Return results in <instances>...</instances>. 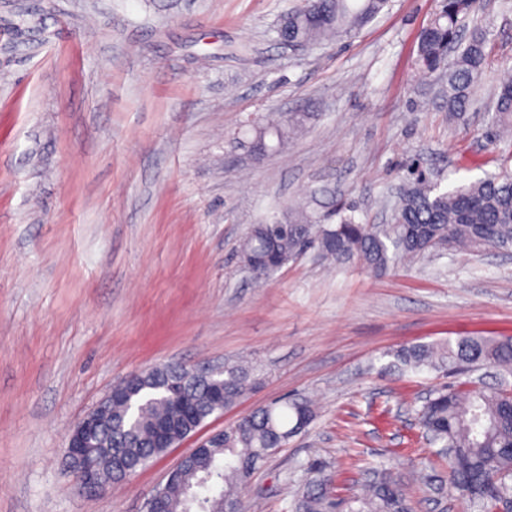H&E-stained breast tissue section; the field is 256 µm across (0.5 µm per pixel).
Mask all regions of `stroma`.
<instances>
[{
	"mask_svg": "<svg viewBox=\"0 0 512 512\" xmlns=\"http://www.w3.org/2000/svg\"><path fill=\"white\" fill-rule=\"evenodd\" d=\"M299 2L0 0V512H145L197 437L284 397L316 417L243 487L249 512H293L315 461L340 495L383 468L416 512H457L415 414L442 377L389 363L512 336V251L373 274L310 250L259 288L238 248L297 202L388 223L415 163L445 190L512 170V130L485 135L512 0L480 2L495 48L463 122L423 107L416 38L437 0H390L352 36L293 48L277 27ZM269 112L307 120L256 162L239 132ZM228 362L257 380L240 403L121 487L79 490L68 434L120 378Z\"/></svg>",
	"mask_w": 512,
	"mask_h": 512,
	"instance_id": "obj_1",
	"label": "stroma"
}]
</instances>
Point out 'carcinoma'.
<instances>
[{
  "label": "carcinoma",
  "mask_w": 512,
  "mask_h": 512,
  "mask_svg": "<svg viewBox=\"0 0 512 512\" xmlns=\"http://www.w3.org/2000/svg\"><path fill=\"white\" fill-rule=\"evenodd\" d=\"M388 0H303L281 18L279 39L290 45L330 40L360 29L386 7ZM479 0H440L439 9L418 35V68L444 84L448 117L460 120L470 111L486 77L489 34L475 26L463 36L462 21ZM303 113L264 116L253 136L242 140L249 151L268 153L295 135ZM493 124L512 127V73L497 78ZM330 261H355L371 272L425 254L457 248H512V172L490 174L451 191L419 173L401 190L389 224H360L350 215L327 224L303 203L288 210V220L253 224L243 238L242 263L256 266L265 280L305 247ZM403 371L424 369L459 380L434 389L417 410L419 424L436 458L447 468V481L461 512H499L512 496V336H458L413 344L393 354ZM491 369L499 375L487 387L471 374ZM224 388L215 405L211 386ZM254 386L250 370L227 363L213 377L199 381L190 370L174 367L158 375L139 374L129 402L112 406L96 438L97 471L106 486L126 482L122 460L137 471L168 447L197 433L212 415L244 398ZM308 400H285L259 407L207 441L188 460L184 473L166 486L171 512H246L241 488L259 463L297 433L298 418L313 421ZM314 479L297 502L298 512H328L333 479L323 465L310 466ZM347 512H413L405 485L391 474H369L366 491L347 499Z\"/></svg>",
  "instance_id": "carcinoma-1"
}]
</instances>
